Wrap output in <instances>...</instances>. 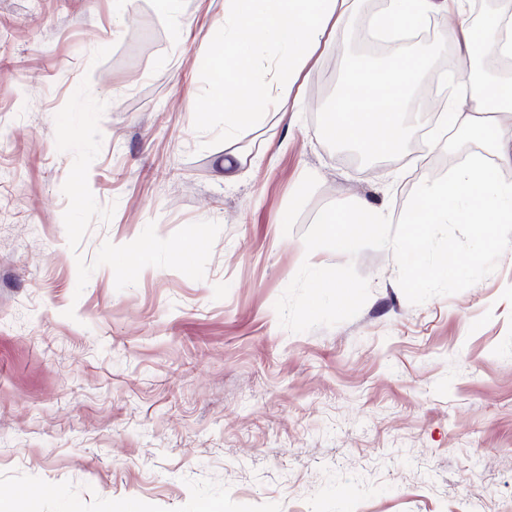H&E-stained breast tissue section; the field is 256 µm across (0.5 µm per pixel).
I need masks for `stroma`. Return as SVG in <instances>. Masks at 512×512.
<instances>
[{
  "mask_svg": "<svg viewBox=\"0 0 512 512\" xmlns=\"http://www.w3.org/2000/svg\"><path fill=\"white\" fill-rule=\"evenodd\" d=\"M224 50V0L173 15L158 0H0V504L512 512V247L475 285L413 305L391 250L309 254L302 239L333 202L402 215L421 182L493 149L415 138L369 165L331 149L316 117L333 52L297 111L225 139L208 106ZM85 76L107 104L88 183L115 213L73 250L74 156L56 148L55 116ZM203 220L221 225L203 280L147 267L120 291L102 265L77 290V259L103 242ZM306 260L368 279L355 318L280 326L274 305Z\"/></svg>",
  "mask_w": 512,
  "mask_h": 512,
  "instance_id": "1",
  "label": "stroma"
}]
</instances>
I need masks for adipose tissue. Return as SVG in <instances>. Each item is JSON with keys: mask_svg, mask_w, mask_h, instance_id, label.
Masks as SVG:
<instances>
[{"mask_svg": "<svg viewBox=\"0 0 512 512\" xmlns=\"http://www.w3.org/2000/svg\"><path fill=\"white\" fill-rule=\"evenodd\" d=\"M351 10V0H224V34L232 50L215 62L224 79L214 83L210 100L224 111L225 137L258 125L269 106L286 109L293 86L304 78L315 55L341 51ZM441 12L455 19L451 73L465 74L479 59L489 65L512 59V14L498 15L478 31L469 21L465 0H385L369 25L384 36ZM469 94L471 110L455 114L459 126L472 128L481 112L512 117L511 78L491 79ZM418 211L421 224L407 245L412 255L423 246L426 224H511L512 183L501 181L495 168L476 157L459 167L446 185L429 186Z\"/></svg>", "mask_w": 512, "mask_h": 512, "instance_id": "adipose-tissue-1", "label": "adipose tissue"}]
</instances>
